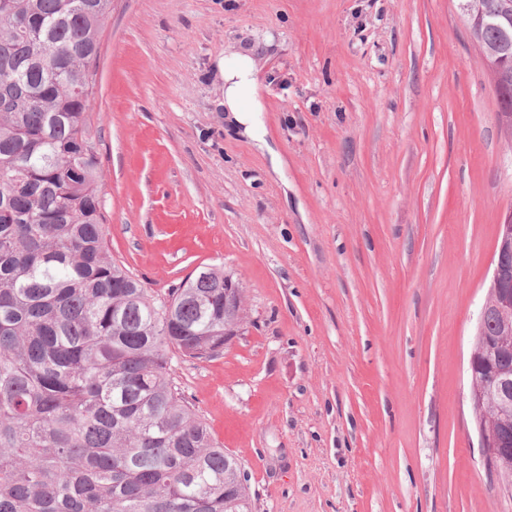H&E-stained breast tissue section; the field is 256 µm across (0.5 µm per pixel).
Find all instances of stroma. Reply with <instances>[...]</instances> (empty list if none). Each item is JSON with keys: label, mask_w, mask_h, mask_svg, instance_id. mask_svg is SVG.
<instances>
[{"label": "stroma", "mask_w": 512, "mask_h": 512, "mask_svg": "<svg viewBox=\"0 0 512 512\" xmlns=\"http://www.w3.org/2000/svg\"><path fill=\"white\" fill-rule=\"evenodd\" d=\"M229 44L260 144L218 105ZM98 72L112 257L244 288L223 352L173 372L254 512H512L468 371L512 132L458 0H112Z\"/></svg>", "instance_id": "stroma-1"}]
</instances>
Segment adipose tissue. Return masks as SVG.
<instances>
[{"mask_svg":"<svg viewBox=\"0 0 512 512\" xmlns=\"http://www.w3.org/2000/svg\"><path fill=\"white\" fill-rule=\"evenodd\" d=\"M223 79L221 107L229 122L242 128L252 140H260L258 114L261 110L257 98L255 61L250 52H229L219 64Z\"/></svg>","mask_w":512,"mask_h":512,"instance_id":"ef3b65f1","label":"adipose tissue"}]
</instances>
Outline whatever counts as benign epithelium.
<instances>
[{
    "mask_svg": "<svg viewBox=\"0 0 512 512\" xmlns=\"http://www.w3.org/2000/svg\"><path fill=\"white\" fill-rule=\"evenodd\" d=\"M512 259V209L497 225L496 246L492 261L486 301L477 319V348L469 359L471 377V402L481 410L484 420L478 422L480 447L485 449V466L495 468L499 460L496 432L489 421L506 405L512 404V375L494 371L478 374L479 356L487 348L486 319L490 311L497 312L504 321L512 319V282L505 279L503 271L507 260ZM244 291L238 281L224 276V335L232 336L243 321Z\"/></svg>",
    "mask_w": 512,
    "mask_h": 512,
    "instance_id": "obj_1",
    "label": "benign epithelium"
}]
</instances>
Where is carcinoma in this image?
I'll list each match as a JSON object with an SVG mask.
<instances>
[{"label":"carcinoma","mask_w":512,"mask_h":512,"mask_svg":"<svg viewBox=\"0 0 512 512\" xmlns=\"http://www.w3.org/2000/svg\"><path fill=\"white\" fill-rule=\"evenodd\" d=\"M111 12L0 0V512H252L172 369L224 351V269L160 295L106 246L83 76ZM469 29L512 115V12Z\"/></svg>","instance_id":"1"}]
</instances>
